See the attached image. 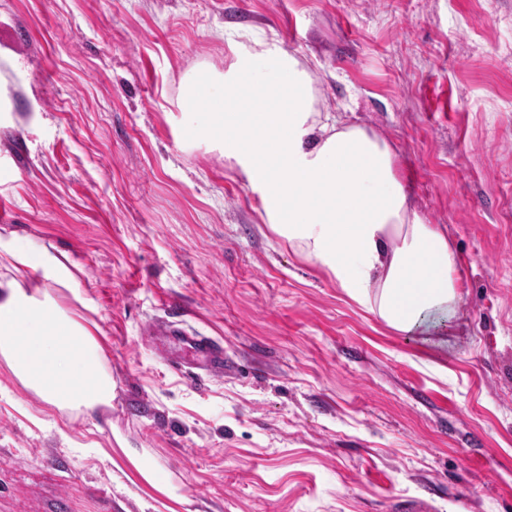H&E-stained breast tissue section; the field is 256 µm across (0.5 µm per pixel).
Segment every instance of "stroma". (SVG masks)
<instances>
[{"instance_id": "35a3bbf8", "label": "stroma", "mask_w": 512, "mask_h": 512, "mask_svg": "<svg viewBox=\"0 0 512 512\" xmlns=\"http://www.w3.org/2000/svg\"><path fill=\"white\" fill-rule=\"evenodd\" d=\"M313 63L318 106L387 138L464 283L439 348L270 232L193 142L188 78L228 37ZM0 231L81 270L117 384L63 423L0 367V512H512V0H0ZM224 347L172 366L151 322ZM116 443L119 446L120 451L126 457V459L130 462V464L134 467L137 474L140 478L147 483L149 486L154 488L159 493L178 501L176 497L172 495L169 488L167 487L166 482L162 479V477L152 468L146 466L139 455L131 448L127 446V444L120 438H115Z\"/></svg>"}]
</instances>
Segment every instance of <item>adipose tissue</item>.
Here are the masks:
<instances>
[{
  "label": "adipose tissue",
  "instance_id": "adipose-tissue-1",
  "mask_svg": "<svg viewBox=\"0 0 512 512\" xmlns=\"http://www.w3.org/2000/svg\"><path fill=\"white\" fill-rule=\"evenodd\" d=\"M223 79L195 75L194 139L223 145L271 232L325 268L395 331L427 335L456 313L460 259L416 210L390 142L320 111L310 70L275 40L231 42ZM79 268L54 245L0 232V366L63 420L111 408L104 334Z\"/></svg>",
  "mask_w": 512,
  "mask_h": 512
}]
</instances>
